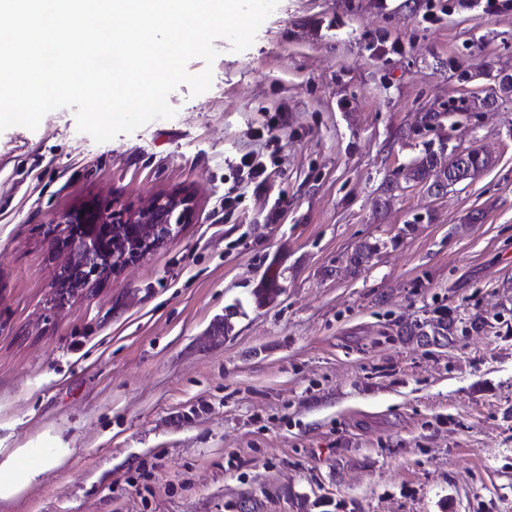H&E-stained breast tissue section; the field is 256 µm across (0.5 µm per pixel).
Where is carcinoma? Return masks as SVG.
Masks as SVG:
<instances>
[{"instance_id": "carcinoma-1", "label": "carcinoma", "mask_w": 512, "mask_h": 512, "mask_svg": "<svg viewBox=\"0 0 512 512\" xmlns=\"http://www.w3.org/2000/svg\"><path fill=\"white\" fill-rule=\"evenodd\" d=\"M497 97L487 96L465 101L464 107L454 105L445 112H422L417 116L413 132L417 135L433 131L443 126L444 121L453 116V112L461 109L465 112H479L491 108ZM491 163L490 157L477 151L472 152L464 166L456 164L454 150L445 148L444 143L433 146V142L424 143V150L411 164L397 172L404 182H413L427 187L428 191L446 190L459 183L475 178V172L486 170ZM378 251L377 244L365 243L349 258V264L359 268ZM454 322L444 316L415 325L406 331L408 336L430 337L435 342L448 340Z\"/></svg>"}]
</instances>
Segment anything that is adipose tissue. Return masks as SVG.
I'll return each instance as SVG.
<instances>
[{"mask_svg": "<svg viewBox=\"0 0 512 512\" xmlns=\"http://www.w3.org/2000/svg\"><path fill=\"white\" fill-rule=\"evenodd\" d=\"M69 457L65 448L39 454L32 448H0V501H8L35 483L47 467L63 465Z\"/></svg>", "mask_w": 512, "mask_h": 512, "instance_id": "obj_1", "label": "adipose tissue"}]
</instances>
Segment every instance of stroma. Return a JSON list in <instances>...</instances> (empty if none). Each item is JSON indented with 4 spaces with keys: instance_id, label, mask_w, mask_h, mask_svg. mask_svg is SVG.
Returning <instances> with one entry per match:
<instances>
[{
    "instance_id": "1",
    "label": "stroma",
    "mask_w": 512,
    "mask_h": 512,
    "mask_svg": "<svg viewBox=\"0 0 512 512\" xmlns=\"http://www.w3.org/2000/svg\"><path fill=\"white\" fill-rule=\"evenodd\" d=\"M215 46L174 118L104 143L68 108L0 132V448L70 450L0 512H512V96L411 131L496 93L512 11L280 0L250 48ZM267 128L259 191L236 160ZM448 135L491 166L379 207ZM174 191L194 198L175 237L61 293L60 216ZM445 312L447 346L401 332ZM497 98L498 97L496 95H492L484 98L466 100L464 107H456L451 105L448 107L447 112H422L417 116L413 132L419 135L433 131L439 127L441 128L444 124V121L452 117V112L457 110H462L465 112H479L484 109H489L496 103Z\"/></svg>"
}]
</instances>
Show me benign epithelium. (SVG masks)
Listing matches in <instances>:
<instances>
[{"label":"benign epithelium","instance_id":"benign-epithelium-1","mask_svg":"<svg viewBox=\"0 0 512 512\" xmlns=\"http://www.w3.org/2000/svg\"><path fill=\"white\" fill-rule=\"evenodd\" d=\"M193 209L192 195L177 191L152 197L134 213L86 207L65 214L59 223L70 226L61 241L67 262L58 284L72 292L118 271L176 236Z\"/></svg>","mask_w":512,"mask_h":512}]
</instances>
